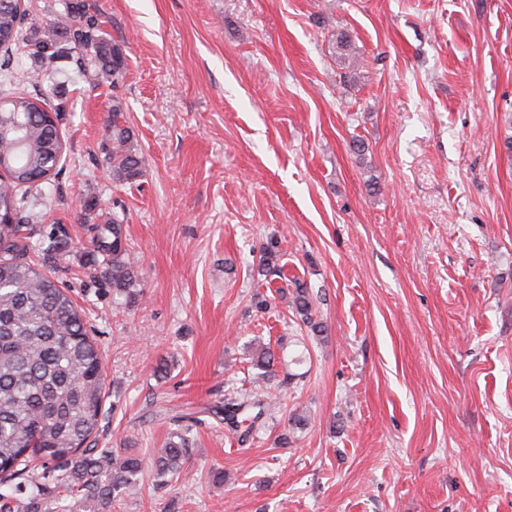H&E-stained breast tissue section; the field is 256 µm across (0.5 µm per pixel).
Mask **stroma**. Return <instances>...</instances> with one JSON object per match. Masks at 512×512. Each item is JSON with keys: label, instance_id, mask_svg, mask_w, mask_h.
<instances>
[{"label": "stroma", "instance_id": "stroma-1", "mask_svg": "<svg viewBox=\"0 0 512 512\" xmlns=\"http://www.w3.org/2000/svg\"><path fill=\"white\" fill-rule=\"evenodd\" d=\"M85 2L123 80L73 51L0 86L62 108L34 222L72 239L52 273L103 354L95 444L146 464L82 512H512V0ZM116 98L132 185L104 163ZM103 214L138 261L131 304L80 267ZM232 387L268 401L249 441L205 415L157 486L171 415ZM293 305L296 312L300 315L302 323L313 333H323L321 323L316 322L313 318L312 298L307 288H296Z\"/></svg>", "mask_w": 512, "mask_h": 512}]
</instances>
